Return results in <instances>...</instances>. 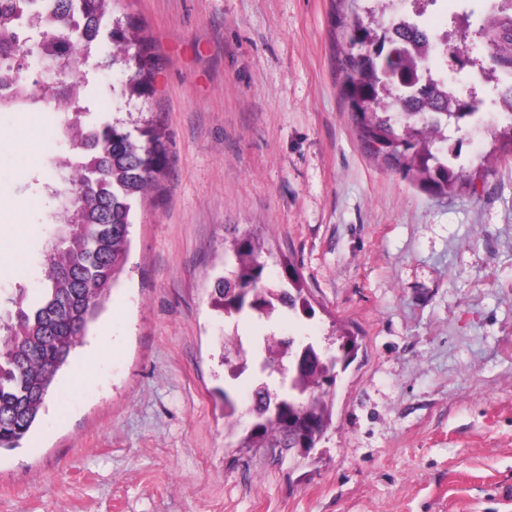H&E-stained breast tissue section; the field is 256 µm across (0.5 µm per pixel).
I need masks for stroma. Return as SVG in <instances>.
I'll use <instances>...</instances> for the list:
<instances>
[{
  "label": "stroma",
  "mask_w": 512,
  "mask_h": 512,
  "mask_svg": "<svg viewBox=\"0 0 512 512\" xmlns=\"http://www.w3.org/2000/svg\"><path fill=\"white\" fill-rule=\"evenodd\" d=\"M494 0H443L429 23ZM342 0H120L151 45L153 92H113L121 71L78 70L90 111L150 121L165 153L136 203L124 273L19 447L0 448V512H512V155L459 132L470 182L425 192L374 162L341 93ZM30 163L5 152L0 200L31 201L23 284L38 292L54 221L48 187L68 157L55 123ZM264 242V280L299 271L314 313L235 321L213 307L231 226ZM357 339L331 421L310 452L247 448L224 400L244 406L254 367L225 370V335L253 358L263 336L326 347ZM69 405L65 422L57 406Z\"/></svg>",
  "instance_id": "obj_1"
}]
</instances>
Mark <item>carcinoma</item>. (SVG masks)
Here are the masks:
<instances>
[{
	"mask_svg": "<svg viewBox=\"0 0 512 512\" xmlns=\"http://www.w3.org/2000/svg\"><path fill=\"white\" fill-rule=\"evenodd\" d=\"M117 0H51L43 16L29 13L36 0H0V64L12 72L16 91L0 99V112L21 109L58 115L62 141L72 156L55 162L60 186L52 191L55 222L40 256L39 295L25 287L0 292V447L13 448L30 432L45 408L58 372L80 347L118 283L130 246L136 201L161 174L165 154L149 126L93 114L84 105L86 80L75 75L76 59L98 40L110 22L112 46L97 68L121 65L132 74L123 92L147 95L152 55L138 43L134 25L113 16ZM345 40L342 89L360 141L371 157L434 195L468 184L458 151L434 128L438 91L417 86V62L381 37L374 11L351 8L339 21ZM492 71L512 74V0L481 28ZM44 71L46 85L23 74V64ZM455 130L480 125L483 114L455 100ZM489 134L512 153V112ZM234 262L214 282L216 307L228 317L271 318L312 313L301 276L288 272L280 284L263 282L262 245L249 232L231 241ZM257 362L264 381L253 390L261 404L259 427L248 441L258 447L294 448V426L305 416L329 420L327 398L336 385L335 367L314 345L295 340L271 343L263 337Z\"/></svg>",
	"mask_w": 512,
	"mask_h": 512,
	"instance_id": "obj_1",
	"label": "carcinoma"
}]
</instances>
